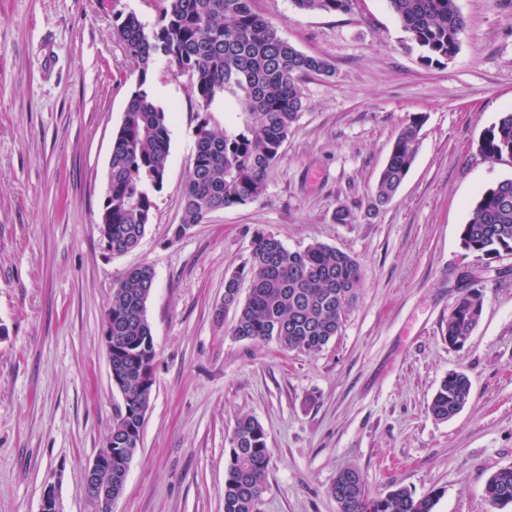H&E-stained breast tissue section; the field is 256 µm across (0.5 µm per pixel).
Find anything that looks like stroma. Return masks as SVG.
I'll return each instance as SVG.
<instances>
[{"label": "stroma", "mask_w": 512, "mask_h": 512, "mask_svg": "<svg viewBox=\"0 0 512 512\" xmlns=\"http://www.w3.org/2000/svg\"><path fill=\"white\" fill-rule=\"evenodd\" d=\"M467 20L454 57L426 63L387 0L351 12H302L253 0L280 36L323 57L332 76L301 79L305 107L262 197L215 211L183 235V186L197 103L167 57L149 89L171 114L170 155L138 246L107 252L100 220L112 139L136 86L117 16L147 25L156 0H0V512H95L80 484L122 399L102 340L114 286L147 265L154 396L112 512H224V468L239 416L267 433L259 512H338L329 489L358 468L371 493L437 492L435 512H512L485 496L512 466V255L466 251L463 224L512 161L478 142L512 110V0H457ZM421 119L416 157L390 204L368 215L399 130ZM351 223L334 222L337 208ZM289 250L322 243L361 264L339 336L316 355L236 338L218 315L224 284L255 232ZM482 290L461 348L443 337L461 287ZM472 398L451 419L428 405L451 371Z\"/></svg>", "instance_id": "obj_1"}]
</instances>
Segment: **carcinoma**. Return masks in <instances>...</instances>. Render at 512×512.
Listing matches in <instances>:
<instances>
[{"label": "carcinoma", "mask_w": 512, "mask_h": 512, "mask_svg": "<svg viewBox=\"0 0 512 512\" xmlns=\"http://www.w3.org/2000/svg\"><path fill=\"white\" fill-rule=\"evenodd\" d=\"M301 11L348 13L353 0H291ZM409 40L432 64L451 59L466 29L456 0H388ZM153 29L134 13L119 16L115 31L123 42L137 86L112 139L109 178L101 218V238L112 239V254L135 249L151 224L153 193L163 189L169 159V112L147 91L155 57L165 54L176 73L189 78L199 112L191 172L183 188L181 236L210 212L245 205L265 191V178L303 109L299 84L304 75L329 76L331 63L306 54L279 34L252 0H158ZM233 104L239 123L229 130L215 112ZM419 122L405 125L392 143L369 211L377 212L396 194L413 163ZM479 151L492 160L512 154V111L486 130ZM465 250L496 258L512 254V179L484 190L461 230ZM361 265L348 252L322 243L290 251L271 234L255 232L250 259L226 283L224 310L235 311L234 335L250 342L274 341L283 350L320 352L343 326L357 297ZM247 298L240 299L242 282ZM154 272L139 266L112 289V369L125 401L112 424V487L124 490L143 414L153 399L151 366L155 344L146 306ZM483 309L482 292L463 288L448 315V345L462 347ZM472 383L462 371L441 381L429 406L448 420L469 402ZM271 460L267 434L254 417L236 419L224 470V512H258ZM331 494L339 512H434L438 494L421 498L403 488L371 495L360 470L339 471ZM495 506L512 505V466L485 483Z\"/></svg>", "instance_id": "carcinoma-1"}]
</instances>
